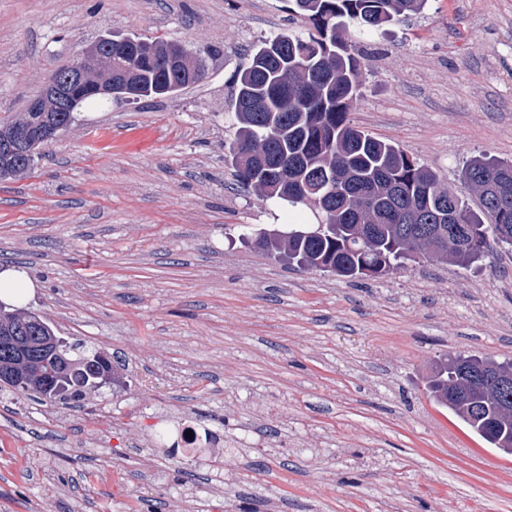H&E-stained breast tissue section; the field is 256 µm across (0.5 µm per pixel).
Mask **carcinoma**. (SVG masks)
<instances>
[{
    "label": "carcinoma",
    "mask_w": 512,
    "mask_h": 512,
    "mask_svg": "<svg viewBox=\"0 0 512 512\" xmlns=\"http://www.w3.org/2000/svg\"><path fill=\"white\" fill-rule=\"evenodd\" d=\"M293 2L304 28L267 37L238 72L229 151L239 182L275 200L290 223L253 229L244 238L285 254L297 267L347 278H378L420 256L468 267L494 244L512 246V161L479 156L462 168V179L478 195L476 214L396 143L365 133L347 118L360 97L361 56L340 32L352 26L370 37L423 13L429 0ZM97 44L112 56L115 98L174 95L207 75V52L192 58L159 37H102ZM177 53L183 67L164 68L166 57ZM78 110L63 103L57 112L23 113L31 136L23 153L0 159V179L31 171L42 129L69 127ZM301 206L320 226L317 234H296L309 224L296 220ZM60 352L71 363L61 367L57 354L48 352L31 362L46 387L13 389L41 402L78 406L89 392L114 381L112 361L87 343L62 337ZM503 366L459 353L439 365L427 386L437 404L496 448L512 442V385L498 386L506 376Z\"/></svg>",
    "instance_id": "carcinoma-1"
}]
</instances>
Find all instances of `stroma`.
Returning a JSON list of instances; mask_svg holds the SVG:
<instances>
[{"instance_id":"35a3bbf8","label":"stroma","mask_w":512,"mask_h":512,"mask_svg":"<svg viewBox=\"0 0 512 512\" xmlns=\"http://www.w3.org/2000/svg\"><path fill=\"white\" fill-rule=\"evenodd\" d=\"M292 0H0V124L100 37L210 51L202 82L88 105L34 170L0 180V265L25 308L111 356L83 407L0 391V512H512V455L429 396L445 355L512 361V248L471 268L408 261L349 280L246 243L285 214L224 157L249 50L300 28ZM350 123L395 142L471 208L472 157L512 160V0H429L360 39ZM191 419L234 439L180 461ZM32 288H35V285L23 268L10 265L0 271V296L21 299L29 296ZM199 427L197 422L184 421L172 428L171 433L176 439L175 442H178V447L183 448L184 456L192 459L205 458L211 463H219L221 456L212 453L211 448H196V435ZM186 433H189V437H186Z\"/></svg>"}]
</instances>
